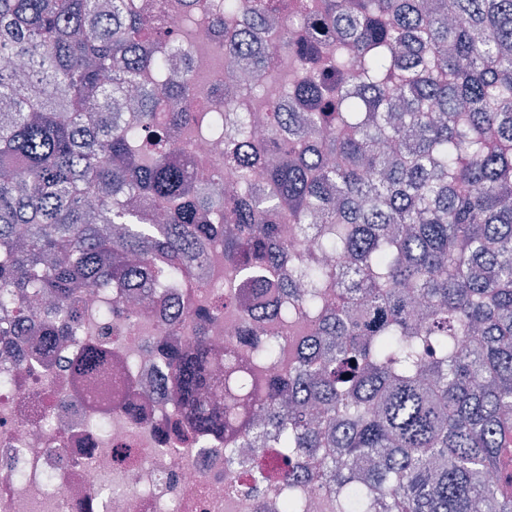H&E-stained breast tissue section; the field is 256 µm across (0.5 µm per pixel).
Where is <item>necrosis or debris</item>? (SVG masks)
<instances>
[{
  "label": "necrosis or debris",
  "mask_w": 512,
  "mask_h": 512,
  "mask_svg": "<svg viewBox=\"0 0 512 512\" xmlns=\"http://www.w3.org/2000/svg\"><path fill=\"white\" fill-rule=\"evenodd\" d=\"M165 15L163 54L171 69L187 70L184 106L220 112L239 89L249 54L228 55L230 29L222 0H147ZM224 137L189 119L175 129L174 162L190 160L199 177L224 161ZM252 278L235 273L222 245L208 251L189 280L174 282L165 305L131 304L113 318L115 366L107 380L74 382L66 362L88 342L69 337L65 350L36 359L32 336L0 338V512H274L279 484H253L246 465L227 461L222 442L194 441L173 450L180 417L163 382L167 353L206 337L216 347L234 340L247 355L254 340L287 339L277 369L260 371L261 383L286 375L304 339L275 314L251 320ZM193 310L175 335L156 338L164 318ZM238 489L227 493V481Z\"/></svg>",
  "instance_id": "1"
}]
</instances>
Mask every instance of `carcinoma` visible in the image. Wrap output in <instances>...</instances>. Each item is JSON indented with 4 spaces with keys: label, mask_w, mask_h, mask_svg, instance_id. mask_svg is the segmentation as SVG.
I'll return each instance as SVG.
<instances>
[{
    "label": "carcinoma",
    "mask_w": 512,
    "mask_h": 512,
    "mask_svg": "<svg viewBox=\"0 0 512 512\" xmlns=\"http://www.w3.org/2000/svg\"><path fill=\"white\" fill-rule=\"evenodd\" d=\"M300 0H224L252 45L254 79L236 112L261 103L271 125L240 122L224 163L249 172L256 143L284 159L265 189L240 179L217 191L191 163L170 161L183 113V77L142 50L157 39L136 0H0V310L26 325L50 295L72 328L106 324L119 305L85 314L81 288L164 286L190 275L212 242L237 271L278 273L275 311L308 322L314 347L260 394L251 375L284 349L224 345L214 366L205 337L171 355L173 401L196 437L236 450L269 429L280 456H319L362 512H512V0H326L308 38H296ZM282 14L290 78L272 73L257 37ZM465 16L468 25L448 17ZM336 49L321 55L322 39ZM158 71L159 86H139ZM140 112L127 128L112 113L131 87ZM131 198L180 200L159 224ZM290 224H327L314 248L352 257L348 272L315 258L298 264L280 239ZM341 302L325 308V288ZM112 349L90 343L69 368L92 376ZM252 479L278 478L283 512H302V480L258 460Z\"/></svg>",
    "instance_id": "obj_1"
}]
</instances>
